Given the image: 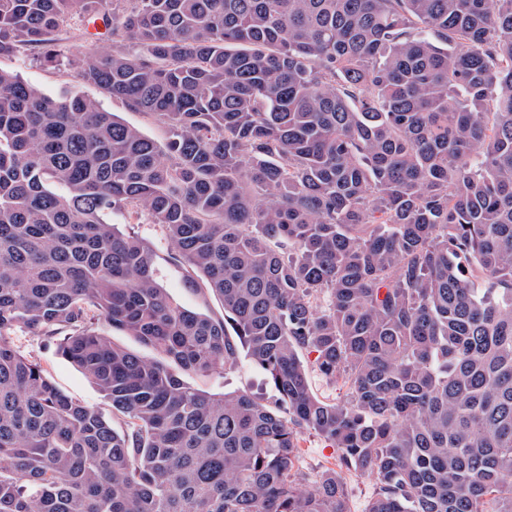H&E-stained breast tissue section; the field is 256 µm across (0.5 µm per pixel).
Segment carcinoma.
Wrapping results in <instances>:
<instances>
[{
	"mask_svg": "<svg viewBox=\"0 0 512 512\" xmlns=\"http://www.w3.org/2000/svg\"><path fill=\"white\" fill-rule=\"evenodd\" d=\"M2 56L168 138L0 70V512H351L305 431L373 477L365 512H512V0H0ZM114 212L224 315L175 303ZM242 355L275 405L176 373ZM0 68L20 71L25 79L52 95L65 89L76 88L86 97L97 100L107 110L115 112L126 123L139 128L148 137L159 143H163L166 138L165 127L154 117L130 109L124 101L110 97L98 87L81 85L69 71H59L36 63L24 66L11 57H0ZM12 337L25 355L41 362L62 390L84 403L98 406L106 415L111 413V407L104 397L75 365L56 354L55 346L46 345L41 339L24 333ZM300 465L304 472L314 475L319 471L338 468L336 448L313 432L302 433L299 440Z\"/></svg>",
	"mask_w": 512,
	"mask_h": 512,
	"instance_id": "1",
	"label": "carcinoma"
}]
</instances>
